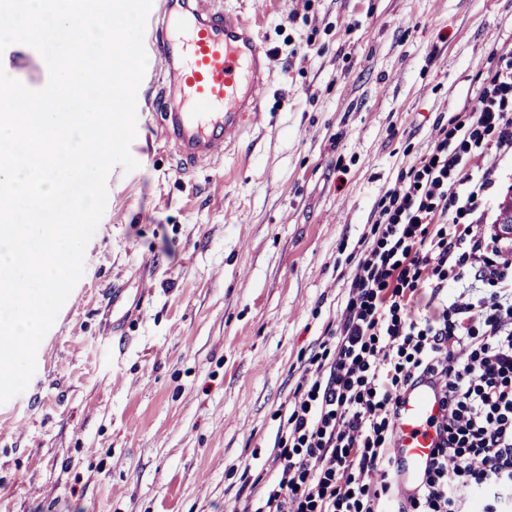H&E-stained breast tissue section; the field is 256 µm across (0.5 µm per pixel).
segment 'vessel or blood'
Instances as JSON below:
<instances>
[{"instance_id": "b4317fda", "label": "vessel or blood", "mask_w": 512, "mask_h": 512, "mask_svg": "<svg viewBox=\"0 0 512 512\" xmlns=\"http://www.w3.org/2000/svg\"><path fill=\"white\" fill-rule=\"evenodd\" d=\"M153 53L183 60L177 80L186 109L166 113L165 133L183 144L187 159L222 156L241 133L243 113L260 111L267 88L268 52L257 33L238 14L203 2L189 16L167 14ZM395 410L391 455L398 467L395 493L402 499L418 490L438 442V390L420 382L400 396Z\"/></svg>"}]
</instances>
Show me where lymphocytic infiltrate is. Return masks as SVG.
Listing matches in <instances>:
<instances>
[{"label": "lymphocytic infiltrate", "mask_w": 512, "mask_h": 512, "mask_svg": "<svg viewBox=\"0 0 512 512\" xmlns=\"http://www.w3.org/2000/svg\"><path fill=\"white\" fill-rule=\"evenodd\" d=\"M479 121L498 128L497 145L512 149V64L493 77ZM446 154L427 161L419 185L405 192L380 249L357 268V293L345 308L336 352L310 372L285 424L280 468L250 512H512V252L477 270L496 289L476 302L416 312L411 295L420 277L434 288L447 280L449 257H477L484 239L472 228L451 238L428 235L437 208L470 209L484 186L451 176ZM393 318L382 325L379 311ZM480 313L474 335L467 314ZM440 394L439 442L419 491L398 499L389 453L394 406L421 381Z\"/></svg>", "instance_id": "f902f5d3"}]
</instances>
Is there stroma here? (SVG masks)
Instances as JSON below:
<instances>
[{
	"instance_id": "1",
	"label": "stroma",
	"mask_w": 512,
	"mask_h": 512,
	"mask_svg": "<svg viewBox=\"0 0 512 512\" xmlns=\"http://www.w3.org/2000/svg\"><path fill=\"white\" fill-rule=\"evenodd\" d=\"M269 52L258 117L222 158L186 162L152 61L130 152L84 275L0 405V512H242L278 473L305 370L336 335L357 263L395 192L439 143L492 184L430 233L478 225L483 256L512 193V152L476 113L512 59V0H216ZM0 67L48 80L36 50Z\"/></svg>"
}]
</instances>
